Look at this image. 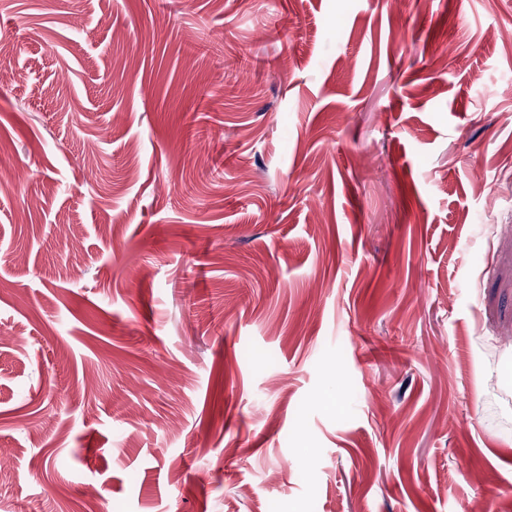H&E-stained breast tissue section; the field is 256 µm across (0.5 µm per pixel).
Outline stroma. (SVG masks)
<instances>
[{
    "label": "stroma",
    "mask_w": 512,
    "mask_h": 512,
    "mask_svg": "<svg viewBox=\"0 0 512 512\" xmlns=\"http://www.w3.org/2000/svg\"><path fill=\"white\" fill-rule=\"evenodd\" d=\"M1 41L0 512H512V0Z\"/></svg>",
    "instance_id": "stroma-1"
}]
</instances>
